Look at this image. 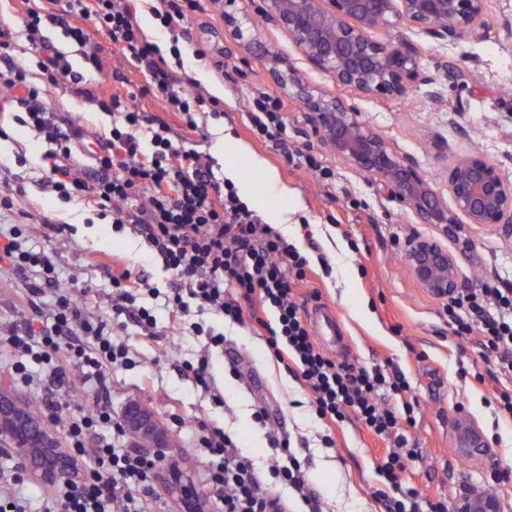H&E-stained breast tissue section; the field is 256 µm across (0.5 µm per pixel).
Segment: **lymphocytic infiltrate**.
Segmentation results:
<instances>
[{"label": "lymphocytic infiltrate", "mask_w": 512, "mask_h": 512, "mask_svg": "<svg viewBox=\"0 0 512 512\" xmlns=\"http://www.w3.org/2000/svg\"><path fill=\"white\" fill-rule=\"evenodd\" d=\"M28 51L46 76L47 85L29 81L25 65L9 61L15 41L11 29L0 27V87L10 97L0 111H24V124L47 146L44 183L58 198L96 208L101 218L129 228L142 237L171 274L167 297L168 324L182 330L190 308L213 311L223 321L254 322L263 332L271 354L286 373L307 387L311 406L323 421L321 445H336L337 424L355 416L373 435L392 446L376 465L373 493L381 512H448L444 499L421 501L404 487L405 460L412 454L401 423L411 420L413 402L395 409L379 402L380 392H408L410 384L397 368L366 369L324 353L312 336L294 297L306 281L309 261L289 243L276 225L267 223L244 202L232 181L218 178L211 158L182 145L207 136L208 119L224 116L202 90H190L183 72L181 42L190 18L203 11L202 0H18ZM149 9L170 48L161 50L140 23ZM61 29L80 48L84 68L75 70L67 56L51 43L46 31ZM108 39L132 63L146 82L133 85L118 76L111 93L97 90L87 72H102L101 39ZM94 105L112 118L108 137L98 142L89 168L75 158L87 149L88 130L47 108L46 86ZM146 97L162 103L161 112L143 105ZM248 130L291 157L288 126L281 101L265 91L248 98ZM22 231L11 227L0 238V265L24 273L35 269L40 284L28 302L38 306L45 289L56 292L49 316H36L21 329L0 331V366L13 384L38 394L46 409L70 373L95 381L97 390L65 425L71 473L48 496L47 512H152L159 476L156 467L135 450L118 445L104 429L112 423L109 372L127 365L129 351L114 342V321L125 318L144 338L157 336L156 318L144 304L157 295L142 273L118 256L97 260L110 276L109 319L83 314L74 290L63 285L55 262L45 253L23 247ZM448 324L459 340L474 343L484 362L512 376V289L467 288L449 299ZM273 320H266V313ZM266 426L270 463L259 469L242 454L233 436L220 428L201 436L200 463L208 486L220 492L224 512H293L300 501L306 512H323L311 485L304 459L291 448L287 432L268 425L265 408L254 413ZM24 468L0 466V512H27Z\"/></svg>", "instance_id": "1"}]
</instances>
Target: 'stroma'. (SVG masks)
I'll use <instances>...</instances> for the list:
<instances>
[{
	"mask_svg": "<svg viewBox=\"0 0 512 512\" xmlns=\"http://www.w3.org/2000/svg\"><path fill=\"white\" fill-rule=\"evenodd\" d=\"M505 17H512V0H490L484 24L445 45L414 37L404 26L383 32L385 41L417 40L422 74L432 78L433 84L401 98L358 94L350 98L363 120L416 159L424 174L435 180L438 191L446 189L440 180L446 165L473 151L502 164L512 175V43L503 41L498 28ZM189 32L190 41L182 47L185 71L192 78L205 71L209 80L201 88L217 93L224 110L223 119L209 121L208 139H192V148L211 155L216 175L236 169L241 198L251 199L252 209L265 221L287 210L289 220L282 231L311 261L326 257L330 273L312 275L309 283L298 287L296 297L308 310L318 302L336 308L351 360L364 366L393 362L410 383L418 406L413 424L403 425L402 430L414 442L417 454L406 461L405 485L423 497H441L453 504L460 483L477 481L494 464L512 468V424H495L488 405L498 390L512 388V377L474 379L470 369L480 361L475 344L457 346L442 300L418 288L405 266L408 240L416 234L429 235L430 227L415 223L368 177L322 147L310 133L297 101L288 98L284 105L288 144L302 150V157L286 160L272 144L253 137L245 127L246 106L253 88L271 87L263 65L256 59L250 65L241 64L238 52L224 37L219 12L193 17ZM198 48L206 51V60L195 56ZM449 66L471 71L472 80L449 79L445 72ZM432 89L452 107L461 105V112L436 110L428 96ZM45 104L97 133L111 126L110 116L59 89L48 88ZM464 125L471 128V137L462 136ZM227 138L233 148L221 150ZM45 151V144L27 127L11 121L0 126V163L10 166L29 192L41 196L44 214L74 227L69 238H48L38 218H27L28 245L52 256L62 281H74L79 288L92 285L85 307L100 317L108 316L110 309L108 275L89 266L91 253L123 251L152 286L167 291L171 278L141 237L127 229L115 232L103 220L86 223V206L64 203L46 192L41 181L47 167ZM307 154L329 167L332 177L315 176L303 161ZM271 171L287 187V196L269 191L266 175ZM465 233L473 241L470 255L461 263L468 285L492 284L498 275H512V236L470 225ZM36 280L32 271H0V328L19 326L30 317L27 290ZM150 305L157 337L144 339L132 325L122 333L131 362L111 372L112 416L120 418L133 401L152 410L176 442L158 458V467L179 460L196 486L206 489L196 453L203 425L231 432L246 455L258 465H268L265 431L253 420L254 410L262 406L271 423L285 424L293 445L307 443L308 477L321 494L324 512H379L372 495L374 463L386 448L384 441L351 417L337 426L335 447H321L322 425L311 411L308 390L284 372L270 356L263 337L247 326L225 327L233 347L213 351L206 373L209 388L187 382L178 362L194 359L204 339L189 329L180 333L169 329L163 299L151 300ZM235 350L243 356L248 382L226 369ZM213 387L222 393V403L212 401L209 390ZM461 404L466 407L462 414L457 411ZM461 415L489 440L486 452L469 457L459 453L454 422Z\"/></svg>",
	"mask_w": 512,
	"mask_h": 512,
	"instance_id": "stroma-1",
	"label": "stroma"
}]
</instances>
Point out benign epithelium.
I'll use <instances>...</instances> for the list:
<instances>
[{
    "label": "benign epithelium",
    "mask_w": 512,
    "mask_h": 512,
    "mask_svg": "<svg viewBox=\"0 0 512 512\" xmlns=\"http://www.w3.org/2000/svg\"><path fill=\"white\" fill-rule=\"evenodd\" d=\"M488 0H249L266 25L288 37L309 68L329 75L336 88L366 96L400 98L422 81L421 50L414 41L393 43L376 33L407 25L419 35L444 44L459 40L485 21ZM240 0L224 2V34L246 63L264 60L274 88L303 107L312 133L332 154L366 175L389 194L418 224L435 235L413 238L404 262L417 285L437 299L462 288L460 259L471 249L463 225L512 231V180L502 165L475 151L446 168L449 198L419 170L415 160L371 128L347 98L311 86L288 56L272 49L261 34L243 27ZM452 241L449 250L443 241ZM20 398L0 380V444L9 447L35 476L57 481L70 472L66 453L49 430L33 447L30 435L41 420L18 412ZM121 427L150 459L168 447L169 437L152 411L139 403L124 412ZM458 447L481 451L488 442L466 420L458 426ZM167 494L179 512H209V502L181 469L166 475ZM454 512H501L497 497L482 494L460 498Z\"/></svg>",
    "instance_id": "benign-epithelium-1"
}]
</instances>
